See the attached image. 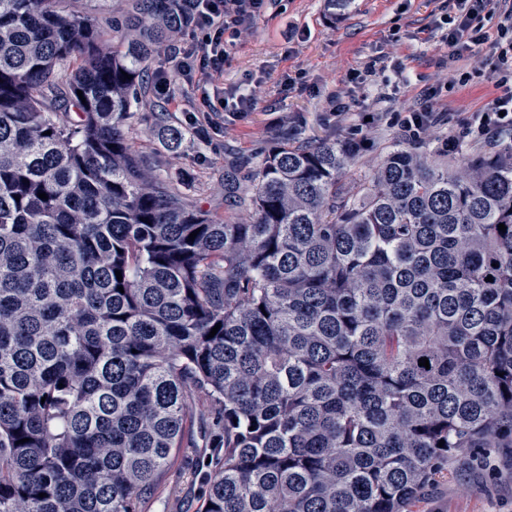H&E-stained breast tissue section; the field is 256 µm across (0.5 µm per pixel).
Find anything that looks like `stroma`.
I'll use <instances>...</instances> for the list:
<instances>
[{"mask_svg": "<svg viewBox=\"0 0 512 512\" xmlns=\"http://www.w3.org/2000/svg\"><path fill=\"white\" fill-rule=\"evenodd\" d=\"M445 11V0H350L337 13L326 0H270L262 15L231 36L224 64L225 87L256 92L255 110L223 130L202 134L186 121L206 113L201 91L186 83L172 86L165 123L182 128L185 139L176 153H158L159 173L188 203L244 220L247 212L225 201L224 181L232 176L242 189H250L249 178L264 152L317 137L361 139L365 147L346 178H363L401 143L396 120L403 109L428 96L445 115L422 137L436 163L458 166L478 152L511 150L508 141H463L455 151L444 148L460 123L494 92L487 51L447 57L435 25ZM371 61L375 76L357 86L348 83L350 73ZM465 72L470 81L458 86ZM338 96L347 104L339 117L333 113ZM371 111L379 113V120L365 122ZM162 124L152 113L139 111L133 122L136 146L157 143ZM210 424L207 416L192 422L185 448L171 459L144 512H202ZM450 469L448 482L421 495L409 512H512V448L479 449L454 458Z\"/></svg>", "mask_w": 512, "mask_h": 512, "instance_id": "stroma-1", "label": "stroma"}]
</instances>
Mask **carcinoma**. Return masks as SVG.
<instances>
[{"label": "carcinoma", "mask_w": 512, "mask_h": 512, "mask_svg": "<svg viewBox=\"0 0 512 512\" xmlns=\"http://www.w3.org/2000/svg\"><path fill=\"white\" fill-rule=\"evenodd\" d=\"M67 2L0 0V512H143L199 398L204 512H404L512 448V153L284 144L227 221L132 145L179 0L110 46Z\"/></svg>", "instance_id": "cac0c4a2"}]
</instances>
